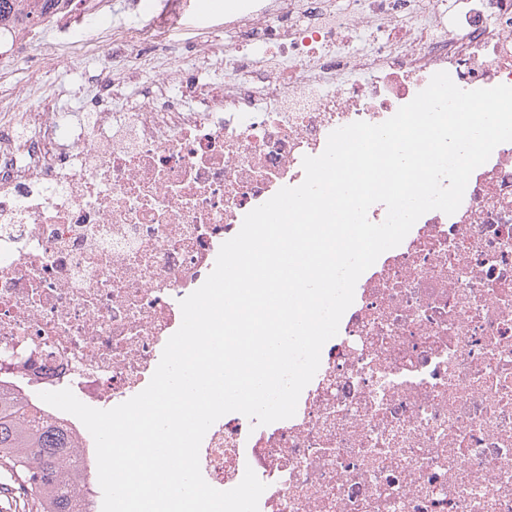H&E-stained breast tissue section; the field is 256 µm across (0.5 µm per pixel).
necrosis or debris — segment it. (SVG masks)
<instances>
[{"instance_id":"1","label":"necrosis or debris","mask_w":512,"mask_h":512,"mask_svg":"<svg viewBox=\"0 0 512 512\" xmlns=\"http://www.w3.org/2000/svg\"><path fill=\"white\" fill-rule=\"evenodd\" d=\"M85 22L100 67L75 112L22 109L0 38V391L32 404L141 392L221 244L336 128L440 71L512 86V0H240L181 45L104 0L45 25ZM199 459L219 490L253 469L259 512H512V142L361 275L295 416L226 414Z\"/></svg>"}]
</instances>
